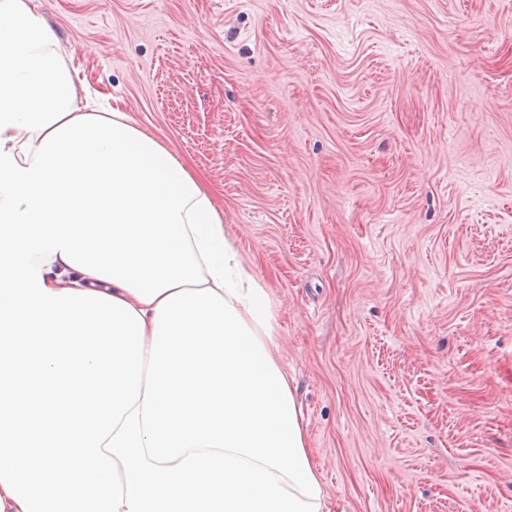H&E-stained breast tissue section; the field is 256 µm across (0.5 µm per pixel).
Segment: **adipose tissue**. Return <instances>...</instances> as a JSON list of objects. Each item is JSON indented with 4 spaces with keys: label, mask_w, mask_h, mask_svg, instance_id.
Segmentation results:
<instances>
[{
    "label": "adipose tissue",
    "mask_w": 512,
    "mask_h": 512,
    "mask_svg": "<svg viewBox=\"0 0 512 512\" xmlns=\"http://www.w3.org/2000/svg\"><path fill=\"white\" fill-rule=\"evenodd\" d=\"M0 0V512H330L213 196Z\"/></svg>",
    "instance_id": "adipose-tissue-1"
}]
</instances>
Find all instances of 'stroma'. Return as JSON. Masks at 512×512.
<instances>
[{
    "label": "stroma",
    "instance_id": "1",
    "mask_svg": "<svg viewBox=\"0 0 512 512\" xmlns=\"http://www.w3.org/2000/svg\"><path fill=\"white\" fill-rule=\"evenodd\" d=\"M271 288L331 512H512V0H34Z\"/></svg>",
    "mask_w": 512,
    "mask_h": 512
}]
</instances>
